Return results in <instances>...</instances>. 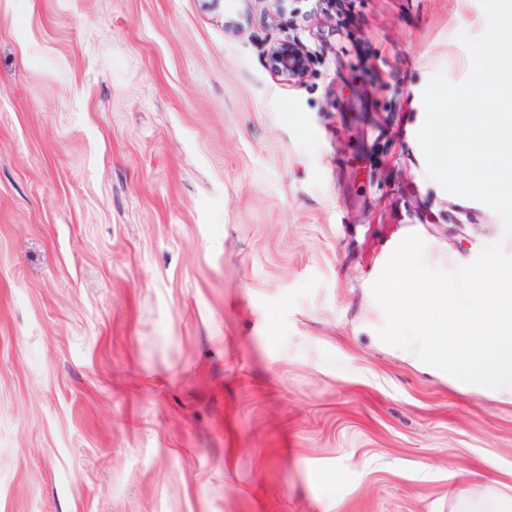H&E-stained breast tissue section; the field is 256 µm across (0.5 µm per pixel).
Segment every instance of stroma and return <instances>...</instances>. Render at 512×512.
I'll use <instances>...</instances> for the list:
<instances>
[{
  "label": "stroma",
  "instance_id": "35a3bbf8",
  "mask_svg": "<svg viewBox=\"0 0 512 512\" xmlns=\"http://www.w3.org/2000/svg\"><path fill=\"white\" fill-rule=\"evenodd\" d=\"M480 0H0V512H448L512 496V403L420 371L371 286L499 216L422 91ZM315 52L297 85L268 43ZM449 512H510L512 498L493 484L458 489L448 497Z\"/></svg>",
  "mask_w": 512,
  "mask_h": 512
}]
</instances>
